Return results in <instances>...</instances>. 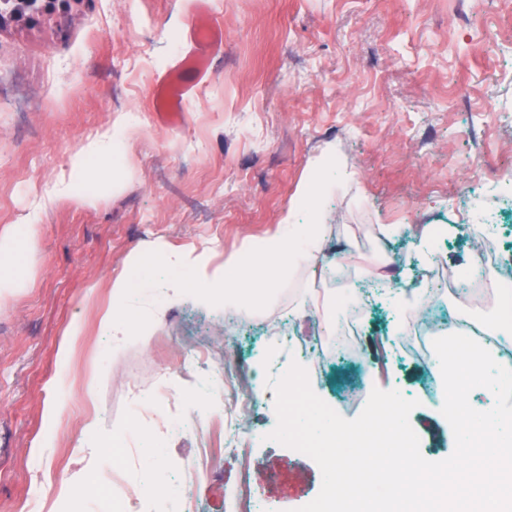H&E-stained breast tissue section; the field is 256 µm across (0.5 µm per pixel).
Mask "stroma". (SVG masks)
<instances>
[{"mask_svg": "<svg viewBox=\"0 0 512 512\" xmlns=\"http://www.w3.org/2000/svg\"><path fill=\"white\" fill-rule=\"evenodd\" d=\"M200 9L223 27L224 42L203 76L188 75L181 120L165 124L151 94L194 51ZM121 115L133 131L92 182L96 205L55 194L72 155ZM331 148L345 156L361 197L324 204L325 259L349 250L346 280L328 277L322 289L301 267L247 313L190 297L166 310L149 344L113 353L100 317L134 252L205 248L222 263L275 230L312 161ZM476 163L492 167L485 192L512 226V0H94L1 27L0 229L31 222L37 245L19 268L24 288L0 302V512H110L83 483L121 464L114 430L139 412L125 478L137 485L152 469L168 492L132 512H235L245 482L258 490L260 512L311 502L321 471L269 440L277 416L267 384L269 369L310 361L270 326L314 341L320 319H299V307L336 316L333 297L381 277L387 258L406 252L421 264L416 240L372 235L381 224L455 225L444 258L456 271L471 265L463 190ZM404 310L390 295L369 299L361 344L370 372L334 363L312 374L311 388L346 419L364 408L343 398L358 381L368 393L396 389L417 400L409 421L420 452L441 461L455 439L424 391V366L381 345L403 329ZM75 323L80 347L64 363L59 345ZM201 346L208 358L183 368ZM96 356L108 378L89 397ZM219 363L230 387L244 371L258 391L241 450L226 443L228 390L189 431L167 429L168 416L187 417ZM58 382L67 407L52 427L45 407ZM96 416L101 430L84 436ZM205 448L206 474L182 490L181 466Z\"/></svg>", "mask_w": 512, "mask_h": 512, "instance_id": "stroma-1", "label": "stroma"}]
</instances>
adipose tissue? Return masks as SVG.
<instances>
[{
  "label": "adipose tissue",
  "mask_w": 512,
  "mask_h": 512,
  "mask_svg": "<svg viewBox=\"0 0 512 512\" xmlns=\"http://www.w3.org/2000/svg\"><path fill=\"white\" fill-rule=\"evenodd\" d=\"M112 146V136L107 133L73 157L67 190L82 204L90 206L96 202V195L87 190L93 178L92 164L107 162L112 156ZM328 161L325 155L316 160L299 184L274 234L244 241L223 263H213L206 253L193 249L166 251L152 247V254L161 256L169 269L189 271L195 280L191 291L175 277L157 280L153 283L154 292L169 304L191 292L198 299L221 302L229 309H253L286 282L296 266L304 264L310 271H317L325 244L324 226L319 218L322 198L334 191L349 192L355 184L352 174L344 167L337 169L333 176H325ZM299 211L309 213L311 222L296 226L293 219ZM144 304L141 289L131 279L121 276L113 281L112 304L101 316L113 349H120L133 336L136 313Z\"/></svg>",
  "instance_id": "obj_1"
}]
</instances>
